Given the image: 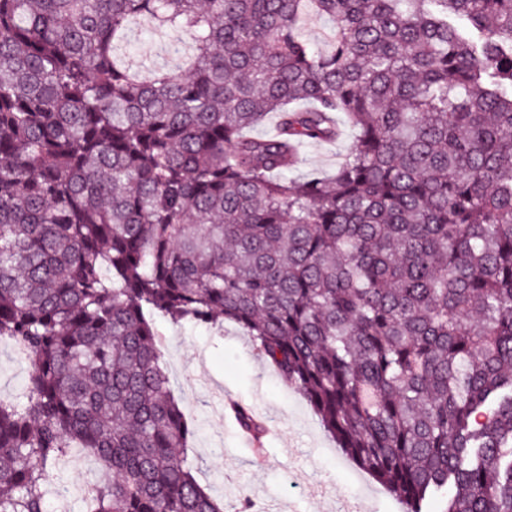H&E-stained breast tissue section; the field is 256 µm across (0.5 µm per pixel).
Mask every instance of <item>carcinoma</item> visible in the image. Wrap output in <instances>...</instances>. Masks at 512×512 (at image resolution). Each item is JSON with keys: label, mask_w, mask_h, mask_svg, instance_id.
I'll list each match as a JSON object with an SVG mask.
<instances>
[{"label": "carcinoma", "mask_w": 512, "mask_h": 512, "mask_svg": "<svg viewBox=\"0 0 512 512\" xmlns=\"http://www.w3.org/2000/svg\"><path fill=\"white\" fill-rule=\"evenodd\" d=\"M155 314L236 324L405 512H512V0H0V512L74 452L86 512H224ZM304 33L315 47L320 49L328 47L330 28L317 16L310 15L307 17ZM170 40L184 42L186 37L171 33L161 38L147 29L136 30L128 35L123 46L122 58L133 69L181 64L182 61L177 56L165 57L160 53V45ZM351 134L349 131L334 142H319L305 146L302 149V163L298 174L306 175L311 172L328 173L336 168L339 156L349 146ZM28 385V366L16 346L0 342V398L23 400Z\"/></svg>", "instance_id": "carcinoma-1"}]
</instances>
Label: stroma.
<instances>
[{
    "instance_id": "obj_1",
    "label": "stroma",
    "mask_w": 512,
    "mask_h": 512,
    "mask_svg": "<svg viewBox=\"0 0 512 512\" xmlns=\"http://www.w3.org/2000/svg\"><path fill=\"white\" fill-rule=\"evenodd\" d=\"M161 37L142 29L128 35L122 57L131 68L178 64L160 52ZM350 135L303 148L300 174L328 173L349 146ZM162 364L172 391L194 428L186 454L201 484L224 498V512H403L378 482L358 469L324 431L306 401L286 387L235 324L209 328L154 319ZM28 366L16 346L0 342V398L22 399ZM235 401L260 419L266 432L254 451L224 404ZM96 462L79 456L65 474L69 493L64 512H85L90 486L99 478Z\"/></svg>"
}]
</instances>
